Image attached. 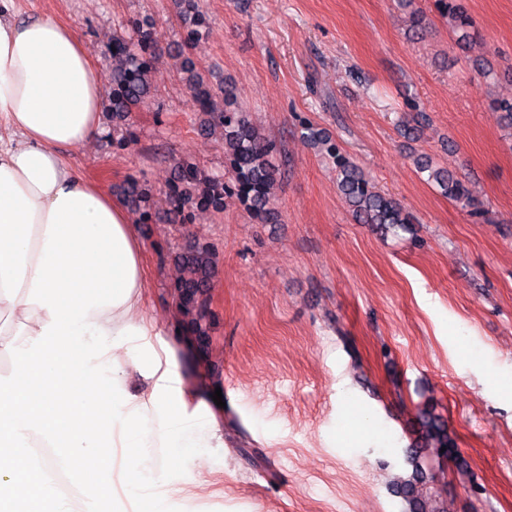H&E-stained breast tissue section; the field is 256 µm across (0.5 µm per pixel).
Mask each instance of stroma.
<instances>
[{
    "label": "stroma",
    "instance_id": "35a3bbf8",
    "mask_svg": "<svg viewBox=\"0 0 512 512\" xmlns=\"http://www.w3.org/2000/svg\"><path fill=\"white\" fill-rule=\"evenodd\" d=\"M479 42L459 48L435 0H415L409 38L397 0H198L208 25L190 53L289 159L273 184L279 221L243 206L186 220L165 201L183 160L224 176V133L190 99L174 0H15L22 18L72 26L104 88L110 46L151 20L150 93L123 122L103 112L67 164L116 200L132 177L151 189L150 222L129 213L143 245L146 308L169 327L190 320L172 282L193 242L213 245L207 352L220 388L224 446L205 463L213 487L182 512H403L405 448L434 405L461 462L431 460L428 489L445 512H512V128L490 104L512 92V0H462ZM488 60L484 79L474 58ZM423 112L415 140L401 122ZM338 141L380 191L417 219L383 235L355 223L320 146ZM426 155L465 174L488 211L471 217L415 166ZM372 417L356 434L352 407Z\"/></svg>",
    "mask_w": 512,
    "mask_h": 512
}]
</instances>
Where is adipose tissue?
I'll list each match as a JSON object with an SVG mask.
<instances>
[{"label": "adipose tissue", "mask_w": 512, "mask_h": 512, "mask_svg": "<svg viewBox=\"0 0 512 512\" xmlns=\"http://www.w3.org/2000/svg\"><path fill=\"white\" fill-rule=\"evenodd\" d=\"M106 92L90 55L74 30L50 17L19 19L14 0H0V374L12 371L5 350L15 334L37 337L50 315L27 303L31 281L47 237L49 211L59 192H82L112 215L130 248L140 259L142 244L125 207L102 187L89 183L71 169L63 149L83 144L100 132ZM146 277L143 267L134 271L130 297L120 306L91 308L88 322L109 336L134 325L146 335H159L163 324L144 307ZM176 345L153 347L128 343L110 350L120 364L121 386L134 379L146 387L133 403L147 415L151 433L148 450L160 447L158 416L151 403L155 384L180 388L187 410L210 405L215 418L201 433L208 446L224 445V416L215 406L208 384L197 381L185 387Z\"/></svg>", "instance_id": "1"}]
</instances>
